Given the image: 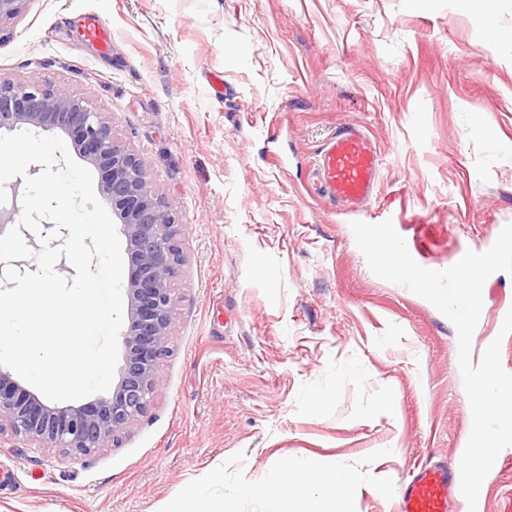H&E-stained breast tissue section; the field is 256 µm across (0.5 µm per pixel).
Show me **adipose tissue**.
<instances>
[{
	"instance_id": "obj_1",
	"label": "adipose tissue",
	"mask_w": 512,
	"mask_h": 512,
	"mask_svg": "<svg viewBox=\"0 0 512 512\" xmlns=\"http://www.w3.org/2000/svg\"><path fill=\"white\" fill-rule=\"evenodd\" d=\"M349 482V477L336 468L308 458L297 461L290 470L271 473L263 485L246 487L244 493L262 500V512H296L292 500L308 501L316 494L331 501V512H347L343 490Z\"/></svg>"
}]
</instances>
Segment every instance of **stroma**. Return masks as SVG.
Instances as JSON below:
<instances>
[{
	"label": "stroma",
	"mask_w": 512,
	"mask_h": 512,
	"mask_svg": "<svg viewBox=\"0 0 512 512\" xmlns=\"http://www.w3.org/2000/svg\"><path fill=\"white\" fill-rule=\"evenodd\" d=\"M95 18L110 55L82 37ZM221 76L227 94L215 95ZM87 99L178 208L176 318L153 400L72 457L0 435V512H259L241 488L304 458L352 482L349 512H396L415 464H455L472 413L456 331L375 276L315 191L322 142L360 125L382 156L370 215L421 264L512 223V53L458 0H25L0 22V77ZM478 335L512 369V276ZM394 390L395 404L381 397ZM479 512H512V447Z\"/></svg>",
	"instance_id": "1"
}]
</instances>
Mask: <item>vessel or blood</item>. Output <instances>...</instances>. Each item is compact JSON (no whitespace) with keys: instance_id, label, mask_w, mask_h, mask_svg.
I'll list each match as a JSON object with an SVG mask.
<instances>
[{"instance_id":"vessel-or-blood-1","label":"vessel or blood","mask_w":512,"mask_h":512,"mask_svg":"<svg viewBox=\"0 0 512 512\" xmlns=\"http://www.w3.org/2000/svg\"><path fill=\"white\" fill-rule=\"evenodd\" d=\"M322 196L333 205L357 209L378 187L380 153L355 124L338 128L323 144L317 161ZM460 492V471L442 462L418 464L399 491V512H448Z\"/></svg>"}]
</instances>
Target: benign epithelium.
Wrapping results in <instances>:
<instances>
[{
  "label": "benign epithelium",
  "mask_w": 512,
  "mask_h": 512,
  "mask_svg": "<svg viewBox=\"0 0 512 512\" xmlns=\"http://www.w3.org/2000/svg\"><path fill=\"white\" fill-rule=\"evenodd\" d=\"M72 137L101 173V192L122 224L130 276L124 364L112 394L81 405H49L0 366V434L9 429L39 448L87 455L115 440L147 410L175 319L170 284L181 264L177 209L152 193L151 175L88 101L33 78L0 79V129L23 125Z\"/></svg>",
  "instance_id": "1"
}]
</instances>
